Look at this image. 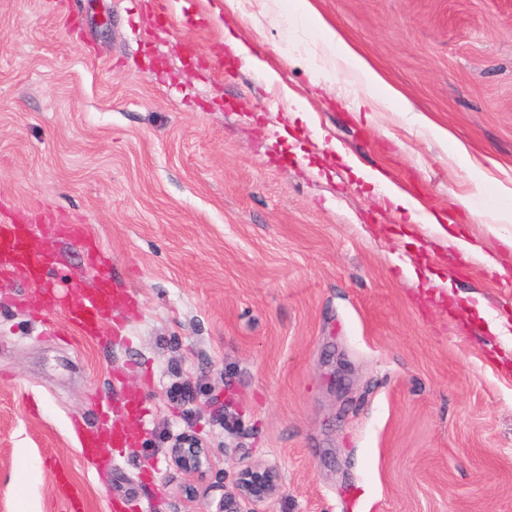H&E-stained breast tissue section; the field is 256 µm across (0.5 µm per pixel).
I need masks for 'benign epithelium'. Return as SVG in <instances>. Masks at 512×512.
Returning <instances> with one entry per match:
<instances>
[{
	"mask_svg": "<svg viewBox=\"0 0 512 512\" xmlns=\"http://www.w3.org/2000/svg\"><path fill=\"white\" fill-rule=\"evenodd\" d=\"M208 450L192 438L171 449L172 463L187 477L200 471ZM282 481L278 470L261 465L246 466L238 471L232 491L224 496L217 512H259L258 505L278 495Z\"/></svg>",
	"mask_w": 512,
	"mask_h": 512,
	"instance_id": "obj_1",
	"label": "benign epithelium"
}]
</instances>
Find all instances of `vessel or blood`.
Instances as JSON below:
<instances>
[{
    "label": "vessel or blood",
    "instance_id": "obj_1",
    "mask_svg": "<svg viewBox=\"0 0 512 512\" xmlns=\"http://www.w3.org/2000/svg\"><path fill=\"white\" fill-rule=\"evenodd\" d=\"M89 237L83 224H38L18 215L0 216V274L24 270L28 280L40 289L41 312L54 314L59 334L89 340L110 331V313L114 304L125 299L124 291L115 289L110 276L101 275L96 288L86 291L71 288L59 296L45 280L53 260L51 243L56 239L84 241ZM131 436L121 421H105L101 431L82 442L83 453L130 445Z\"/></svg>",
    "mask_w": 512,
    "mask_h": 512
}]
</instances>
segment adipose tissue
<instances>
[{
    "instance_id": "obj_1",
    "label": "adipose tissue",
    "mask_w": 512,
    "mask_h": 512,
    "mask_svg": "<svg viewBox=\"0 0 512 512\" xmlns=\"http://www.w3.org/2000/svg\"><path fill=\"white\" fill-rule=\"evenodd\" d=\"M288 17L295 21L308 18L315 21L316 33L310 41L308 51L312 58L320 62L316 85L330 88L335 84L337 75H349L354 84L363 91L365 100L373 111L408 113L411 124L426 129L432 137L449 138L448 130L434 124L427 116L414 112L400 91L388 84L364 55L334 26L319 18L312 0H289ZM360 176L366 182L380 184L394 209L407 214L411 222L421 221L434 225L436 231H443V219L438 214L425 213L420 202L390 180L385 172L364 170Z\"/></svg>"
}]
</instances>
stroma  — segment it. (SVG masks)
I'll list each match as a JSON object with an SVG mask.
<instances>
[{"label":"stroma","instance_id":"1","mask_svg":"<svg viewBox=\"0 0 512 512\" xmlns=\"http://www.w3.org/2000/svg\"><path fill=\"white\" fill-rule=\"evenodd\" d=\"M316 2L454 142L356 111L345 79L313 86L311 23L263 0H242L256 48L291 57L311 106L291 122L228 53L223 0L168 18L155 0H0V204L87 225L104 264L59 242V287L105 273L130 295L111 335L74 344L33 316L23 271L0 279V512H63L61 469L87 512H216L249 465L282 478L262 512H512V224L492 236L457 201L472 163L485 202L512 188V0ZM349 156L451 237L406 223ZM131 391L137 441L97 466L71 424L96 430L99 401L120 416ZM187 432L210 451L192 499L170 459Z\"/></svg>","mask_w":512,"mask_h":512}]
</instances>
